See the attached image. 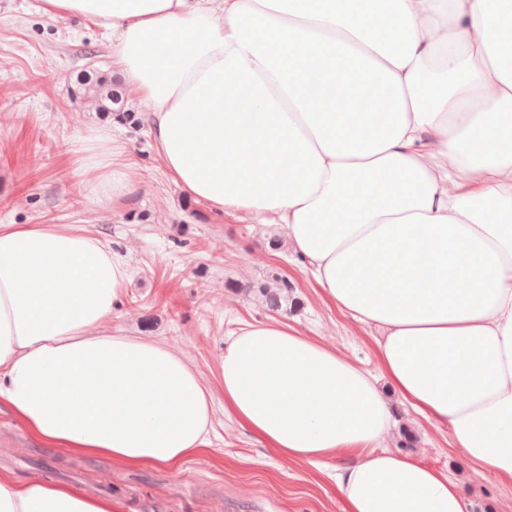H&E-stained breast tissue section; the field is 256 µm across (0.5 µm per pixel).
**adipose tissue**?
Segmentation results:
<instances>
[{"label": "adipose tissue", "mask_w": 512, "mask_h": 512, "mask_svg": "<svg viewBox=\"0 0 512 512\" xmlns=\"http://www.w3.org/2000/svg\"><path fill=\"white\" fill-rule=\"evenodd\" d=\"M109 35L156 154L218 214L279 224L378 374L296 327L230 336L224 410L281 457L336 470L344 512H467L461 482L386 449L387 380L512 486V0H40ZM75 170L121 209L139 173L110 128ZM124 255L78 224H0V409L37 441L177 469L214 399L165 342L113 333ZM0 512H115L0 472Z\"/></svg>", "instance_id": "ef3b65f1"}]
</instances>
